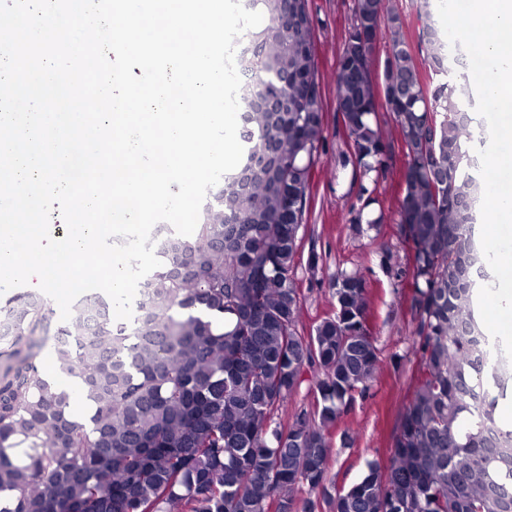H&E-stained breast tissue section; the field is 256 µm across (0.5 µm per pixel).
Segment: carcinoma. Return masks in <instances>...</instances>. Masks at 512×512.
Masks as SVG:
<instances>
[{
    "label": "carcinoma",
    "mask_w": 512,
    "mask_h": 512,
    "mask_svg": "<svg viewBox=\"0 0 512 512\" xmlns=\"http://www.w3.org/2000/svg\"><path fill=\"white\" fill-rule=\"evenodd\" d=\"M262 23L240 45V164L224 175L195 232L168 231L161 265L132 318L94 297L51 324L49 300L24 291L0 307V512H512V428L495 407L512 371L488 365L474 295L489 281L475 247L476 160L464 85L451 71L430 0L416 4L413 50L390 0H353L336 58L359 195L389 161L378 108L393 114L408 158L397 200L412 236L416 365L385 463L326 491L331 432L375 381L369 292L357 272L332 280L334 312L299 329L294 267L323 138L308 0H245ZM390 55L381 83L378 41ZM78 382L87 414L47 372ZM317 369L311 409L280 412Z\"/></svg>",
    "instance_id": "obj_1"
}]
</instances>
